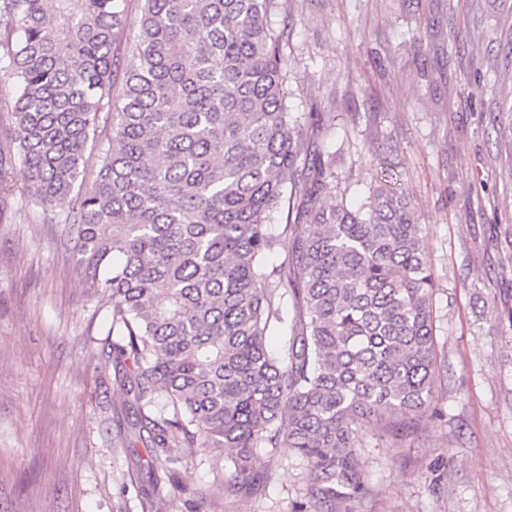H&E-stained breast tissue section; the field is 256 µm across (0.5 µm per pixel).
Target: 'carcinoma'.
<instances>
[{
    "label": "carcinoma",
    "instance_id": "carcinoma-1",
    "mask_svg": "<svg viewBox=\"0 0 512 512\" xmlns=\"http://www.w3.org/2000/svg\"><path fill=\"white\" fill-rule=\"evenodd\" d=\"M124 2L0 0V71L15 86L0 98L13 124L0 129V214L20 178L112 303L131 415L119 438L148 439L162 471L142 508L161 479L176 482L183 448L231 451L215 488L246 494L256 450L287 447L306 462L295 512H343L364 490L358 430L407 437L430 405L436 283L422 225L403 190L322 203L336 155L303 150L285 32L267 21L280 0H141L131 34ZM282 237V261L265 265Z\"/></svg>",
    "mask_w": 512,
    "mask_h": 512
}]
</instances>
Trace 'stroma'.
<instances>
[{
    "instance_id": "obj_1",
    "label": "stroma",
    "mask_w": 512,
    "mask_h": 512,
    "mask_svg": "<svg viewBox=\"0 0 512 512\" xmlns=\"http://www.w3.org/2000/svg\"><path fill=\"white\" fill-rule=\"evenodd\" d=\"M299 112H332L306 147L336 156L324 203L357 206L386 178L412 197L433 296L435 381L417 434L359 431L365 490L350 512H512V0H282ZM480 82L481 92L459 89ZM0 218V512H142L149 448L118 437L123 397L106 360L109 302L58 228L17 195ZM194 463L151 512H292L307 501L293 449L259 452L267 481L208 494L226 462Z\"/></svg>"
}]
</instances>
